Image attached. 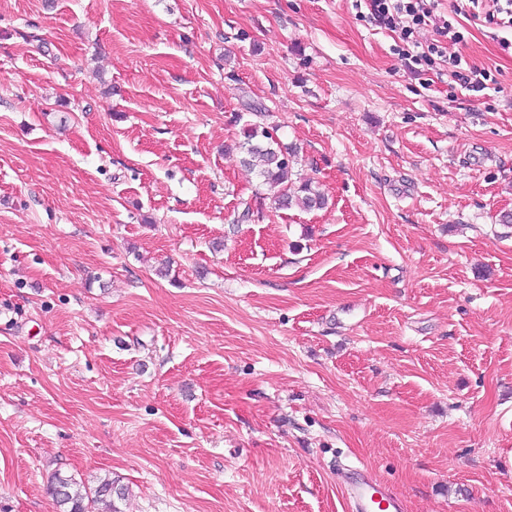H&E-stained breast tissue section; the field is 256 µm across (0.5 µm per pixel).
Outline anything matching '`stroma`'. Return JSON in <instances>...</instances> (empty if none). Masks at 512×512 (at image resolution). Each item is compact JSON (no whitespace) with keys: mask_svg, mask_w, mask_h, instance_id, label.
I'll return each mask as SVG.
<instances>
[{"mask_svg":"<svg viewBox=\"0 0 512 512\" xmlns=\"http://www.w3.org/2000/svg\"><path fill=\"white\" fill-rule=\"evenodd\" d=\"M355 0H0V512H512V55ZM326 208L241 214L243 123ZM364 2L370 23L384 27L398 33L399 40L404 44L395 49L398 57L407 68L417 71L419 66L431 62L432 56L448 62V68H452L454 82L460 88L472 92V96L480 97L485 94L490 85H496L497 79L491 69L470 64L462 54L448 52V45L454 46L464 41V35L457 30V20L448 14L437 13V0H358ZM356 1V2H358ZM423 26H432L436 33L444 38L436 40V43L427 44L424 48L415 39V33ZM413 48H421V51H410ZM407 46V47H406ZM346 500L352 512H403L402 501L396 495L365 475L347 484ZM56 512H93L92 504L107 501L112 512H119L114 499L124 500L128 488L112 477L100 478L95 488H86L72 478L57 476L47 488Z\"/></svg>","mask_w":512,"mask_h":512,"instance_id":"stroma-1","label":"stroma"}]
</instances>
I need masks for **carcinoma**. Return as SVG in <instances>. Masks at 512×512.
Returning a JSON list of instances; mask_svg holds the SVG:
<instances>
[{
    "mask_svg": "<svg viewBox=\"0 0 512 512\" xmlns=\"http://www.w3.org/2000/svg\"><path fill=\"white\" fill-rule=\"evenodd\" d=\"M239 148L246 155L243 163L257 168L262 182L271 186H282L277 197L278 207L288 208L294 204L304 209H320L326 205L323 193L310 183L297 188L288 187V174L294 151L282 147L265 127L255 123L243 125ZM56 512H93L92 504L99 501L109 503L111 512H119L115 500H123L128 488L118 481L105 477L93 488H87L72 478L57 476L47 488Z\"/></svg>",
    "mask_w": 512,
    "mask_h": 512,
    "instance_id": "cac0c4a2",
    "label": "carcinoma"
}]
</instances>
